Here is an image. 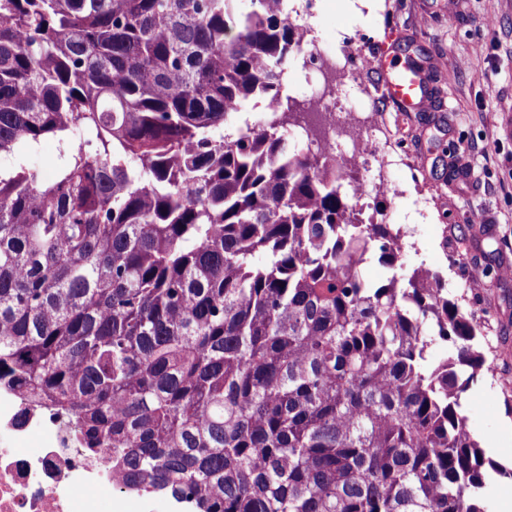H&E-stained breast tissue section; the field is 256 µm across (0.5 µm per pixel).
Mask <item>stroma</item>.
Listing matches in <instances>:
<instances>
[{"label":"stroma","mask_w":512,"mask_h":512,"mask_svg":"<svg viewBox=\"0 0 512 512\" xmlns=\"http://www.w3.org/2000/svg\"><path fill=\"white\" fill-rule=\"evenodd\" d=\"M304 18L335 40L351 37L367 64L348 62L337 86L355 79L369 97L390 165L386 187L363 219L406 232L405 272L437 273L449 295L480 284L473 306L496 351L494 369L463 394L471 435L504 468L486 489L488 512L512 502V0H302ZM412 64L426 102L405 109L379 89L378 58ZM493 232L478 235L477 225Z\"/></svg>","instance_id":"obj_1"}]
</instances>
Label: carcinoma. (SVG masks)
<instances>
[{
	"mask_svg": "<svg viewBox=\"0 0 512 512\" xmlns=\"http://www.w3.org/2000/svg\"><path fill=\"white\" fill-rule=\"evenodd\" d=\"M240 2L0 0V389L192 512H486L479 324L290 129L288 0ZM56 162V151L53 145L46 144L39 151L27 155L26 165L43 176L51 173Z\"/></svg>",
	"mask_w": 512,
	"mask_h": 512,
	"instance_id": "obj_1",
	"label": "carcinoma"
}]
</instances>
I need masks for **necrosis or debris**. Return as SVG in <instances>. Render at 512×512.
<instances>
[{"instance_id":"1","label":"necrosis or debris","mask_w":512,"mask_h":512,"mask_svg":"<svg viewBox=\"0 0 512 512\" xmlns=\"http://www.w3.org/2000/svg\"><path fill=\"white\" fill-rule=\"evenodd\" d=\"M347 147L358 198L367 200L377 188L373 174L387 160L369 129ZM23 406L18 392L0 391V512H118L123 487L112 477L111 456L84 448L71 427L42 408L17 425Z\"/></svg>"}]
</instances>
